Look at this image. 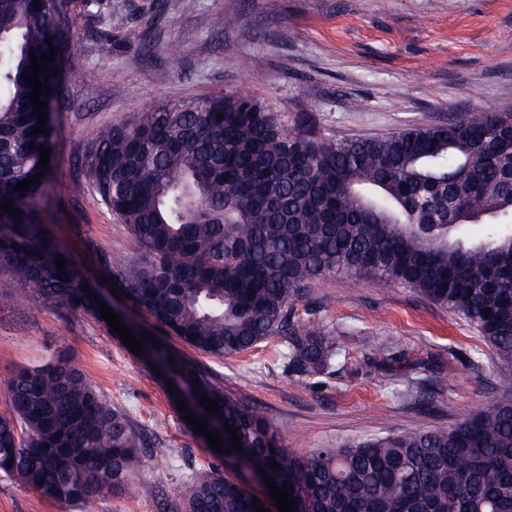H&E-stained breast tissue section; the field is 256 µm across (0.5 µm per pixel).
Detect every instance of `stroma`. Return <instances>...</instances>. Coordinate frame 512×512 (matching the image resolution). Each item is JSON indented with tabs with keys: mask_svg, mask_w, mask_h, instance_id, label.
<instances>
[{
	"mask_svg": "<svg viewBox=\"0 0 512 512\" xmlns=\"http://www.w3.org/2000/svg\"><path fill=\"white\" fill-rule=\"evenodd\" d=\"M126 15L80 14L52 141V178L35 207L106 301L149 317L105 286L108 265L136 260L127 227L92 192L74 195L81 158L99 130L169 103L245 95L283 129L373 137L443 124L475 108L512 107V0H110ZM239 19L222 26L224 16ZM98 86L95 99L85 84ZM0 273V413L5 378L68 353L113 407L128 412L172 459L147 468L98 512H160L183 465L220 456L183 422L154 368L102 323L8 293ZM295 333L310 323L338 336L331 375L289 372L285 337L234 356L195 353L218 383L277 427L293 455L391 433L452 426L497 400L496 359L479 332L447 308L393 283L331 274L293 302ZM0 512H77L0 473Z\"/></svg>",
	"mask_w": 512,
	"mask_h": 512,
	"instance_id": "obj_1",
	"label": "stroma"
}]
</instances>
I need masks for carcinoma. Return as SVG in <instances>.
I'll return each instance as SVG.
<instances>
[{
  "label": "carcinoma",
  "instance_id": "1",
  "mask_svg": "<svg viewBox=\"0 0 512 512\" xmlns=\"http://www.w3.org/2000/svg\"><path fill=\"white\" fill-rule=\"evenodd\" d=\"M103 0H0V271L14 294L101 323L99 304L33 207L51 167L23 80L31 57L56 48L39 99L58 95L77 6ZM52 44H46V38ZM224 114L217 120L218 114ZM85 181L140 252L109 267L136 307L196 351L246 352L288 338L287 368L331 374L338 338L290 331V304L328 274L409 288L473 325L497 359L501 398L445 429L325 445L293 456L276 426L194 360L140 340L173 381V406L224 436L296 498V512H512V134L499 110L386 136L284 133L246 96L162 105L108 127L88 146ZM42 172L28 191L14 187ZM467 224L494 226L469 241ZM67 259L59 272L57 258ZM199 392L222 413L206 412ZM0 415V472L38 496L97 512L147 466L170 458L112 407L66 353L12 374ZM276 463L280 468L270 467ZM253 495L218 466L189 472L164 512H256Z\"/></svg>",
  "mask_w": 512,
  "mask_h": 512
}]
</instances>
